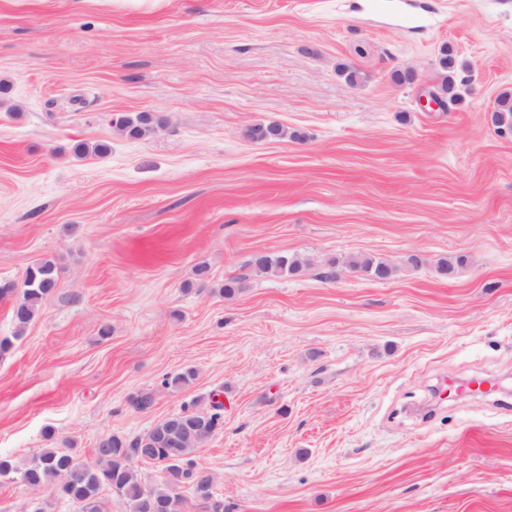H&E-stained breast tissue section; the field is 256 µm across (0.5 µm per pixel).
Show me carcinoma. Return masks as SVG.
<instances>
[{
    "label": "carcinoma",
    "instance_id": "1",
    "mask_svg": "<svg viewBox=\"0 0 512 512\" xmlns=\"http://www.w3.org/2000/svg\"><path fill=\"white\" fill-rule=\"evenodd\" d=\"M443 73L436 90L451 93L449 103L460 101L456 74L465 68L443 52L439 59ZM495 126L512 128V93L505 91L493 110ZM112 125L123 135L141 138L167 125L161 115L138 113L119 115ZM266 139L287 135L277 124L259 123L249 127L246 136L253 140L256 132ZM257 271L274 274H295L302 264L284 255L263 254L253 261ZM353 271L372 278H389L395 267L371 256H353L343 262ZM59 266L52 258H43L26 270L21 287L12 282L0 283V299L18 296L12 308V318L18 330L37 316L59 280ZM196 371L187 368L167 377L163 384L176 390L186 389L196 380ZM223 402L212 399L210 409L176 412L156 422L145 436L127 440L112 434L96 443V462L88 465L72 450L53 446L41 449L23 463L0 456V479L16 482L29 490L41 492L51 500H66L78 512H101L102 491L109 490L124 500L128 512H183V499L177 490L189 485L194 497L206 512H224V502L215 498L213 478L197 468L192 454L203 447L222 424ZM140 457L160 466L165 473L163 482L148 486L131 461Z\"/></svg>",
    "mask_w": 512,
    "mask_h": 512
}]
</instances>
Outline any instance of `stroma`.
Masks as SVG:
<instances>
[{"label":"stroma","instance_id":"1","mask_svg":"<svg viewBox=\"0 0 512 512\" xmlns=\"http://www.w3.org/2000/svg\"><path fill=\"white\" fill-rule=\"evenodd\" d=\"M386 2L0 0V282L61 268L24 330L0 300V455L51 428L90 464L217 394L193 458L224 512H512V137L487 121L512 0H413L418 26ZM445 48L469 68L443 110ZM129 112L168 124L130 139ZM260 122L300 137L248 140ZM260 252L302 269L257 273ZM357 254L394 276L342 268ZM473 378L500 390L438 399Z\"/></svg>","mask_w":512,"mask_h":512}]
</instances>
